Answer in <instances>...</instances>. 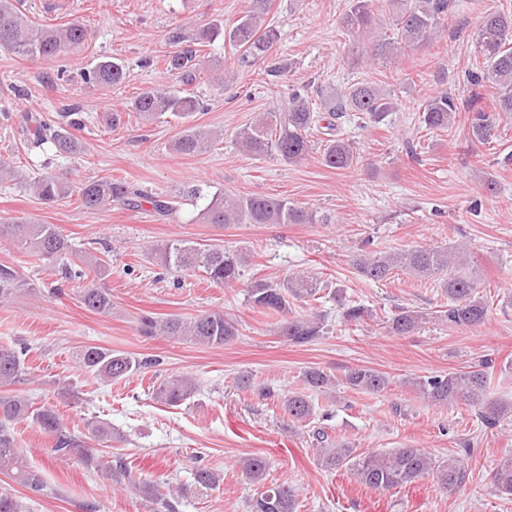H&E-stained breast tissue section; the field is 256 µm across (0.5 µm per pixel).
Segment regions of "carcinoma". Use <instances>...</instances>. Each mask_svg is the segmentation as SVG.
<instances>
[{
	"mask_svg": "<svg viewBox=\"0 0 512 512\" xmlns=\"http://www.w3.org/2000/svg\"><path fill=\"white\" fill-rule=\"evenodd\" d=\"M388 7L393 15V33L367 47L366 53L372 57L393 59L410 49L427 45L448 24L454 3L453 0H388ZM269 8L270 0H250L248 10L228 30V40L242 49L237 58L238 65L256 64L277 40L276 30L265 20ZM340 25L350 35L371 34L382 27V21L373 0H352L350 9L340 19ZM222 32L223 24L216 20L188 39L179 38L186 45L169 56L167 62L183 84H191L196 77L195 45L209 42ZM88 36L87 27L81 23L65 27L39 24L23 12L22 0H0L1 49L52 61L83 46ZM478 46L482 66L469 73L472 96L468 108L472 117L467 139L486 143L496 138V113L512 114V15H486L478 33ZM85 79L110 88L124 81L125 71L121 64L104 60L97 63ZM487 87L495 90L489 108L483 106L482 96ZM320 106L333 119H340L347 112H356L363 116L368 128L382 124L390 113L396 111L397 103L392 91L370 82H356L334 94L321 96ZM131 107L146 121L169 114L189 122L202 109V102L185 89L149 91L138 95ZM456 112L455 100L448 92H441L423 104L421 122L429 130L446 131L454 124ZM316 121L315 104L295 91L288 97L285 111L269 112L263 121L241 128L237 142L248 155L262 157L274 154L286 163H299L315 150L309 136ZM78 124L80 120L75 118L65 123L27 114L23 118L21 132L30 151L53 149L58 153L74 154L80 151V144L70 128ZM327 129L331 134L320 144L321 163L339 170L354 168L358 163L354 142L336 133V124L332 122L328 123ZM214 140L213 131L190 126L175 140L174 149L186 156H197L205 153ZM29 190L46 205L72 196L69 182L53 174L34 179L29 183ZM78 201L89 210L112 205L138 208L143 201L150 203L162 215L173 210L169 201L138 192L126 182L112 178H101L80 188ZM200 215L206 223L217 225L319 222L313 212L286 198L264 195L233 198L221 192L210 197ZM0 241L39 257L63 254L70 249L68 241L55 225L26 219L1 220ZM154 255L165 268L179 271L198 269L218 285L235 283L245 262L243 256L222 248H206L180 239L156 246ZM352 266L362 276L375 281L392 278L396 269L420 279H432L438 282L448 298V304L441 305V309L433 313L405 307L398 309L388 323L389 331L395 335H409L432 319L458 328H476L483 325L488 317V306L479 296L477 283L472 274L464 272L467 259L454 248L419 247L396 253L368 251L355 257ZM106 272L104 264L89 263L77 254L68 268V279L82 284V303L98 313H108L112 309V295L100 286ZM29 288L31 283L15 268L0 264V304ZM320 290L318 279L295 275L281 282L257 280L249 288L248 298L253 306L281 316L279 335L292 344L302 345L323 333V323L315 316L291 314L290 300L313 299ZM140 330L148 336H169L208 347L224 345L237 336L235 325L220 311L189 320L145 316L141 318ZM25 356L26 349L22 347L0 346V474L7 475L33 495H44L49 490L42 473L20 452L12 431L15 422L26 420L53 440L51 452L55 458L67 460L75 456L109 483L131 486L172 512V500L182 492V488L171 485L163 492L158 484L141 478L122 460L103 461L89 443L93 439L120 445L126 442L123 434L97 420L86 424L88 436L73 434L64 426L56 406L48 403L36 406L7 392V387L27 374ZM79 363L110 382L123 380L151 365L148 360L97 346L82 348ZM344 378L349 388L372 393L382 392L389 385L386 375L362 366L347 370ZM304 379L310 388L321 392L334 385L333 378L320 369L306 371ZM413 385L431 403L453 405L463 402L473 407L480 423L487 427L512 421V403L492 396L491 379L484 370L434 374L415 379ZM198 389L196 378L172 375L160 381L153 394L154 399L161 403L179 406ZM280 403L284 413L297 421L309 420L315 414L312 402L302 395L288 394L281 398ZM314 436L320 445L321 466L327 470L345 468L360 483L375 490L401 489L430 475L450 493L469 480L468 469L462 461V458L472 455L473 448L469 445L456 455L442 459L409 445L379 453L359 452L346 442L331 439L323 427L317 428ZM241 469L246 479L262 485V490L249 501L250 512H294V493L288 485L264 484L267 464L263 458H244ZM491 481L499 491L512 495V457L497 465ZM0 512H26V506L20 497L4 489L0 491Z\"/></svg>",
	"mask_w": 512,
	"mask_h": 512,
	"instance_id": "carcinoma-1",
	"label": "carcinoma"
}]
</instances>
